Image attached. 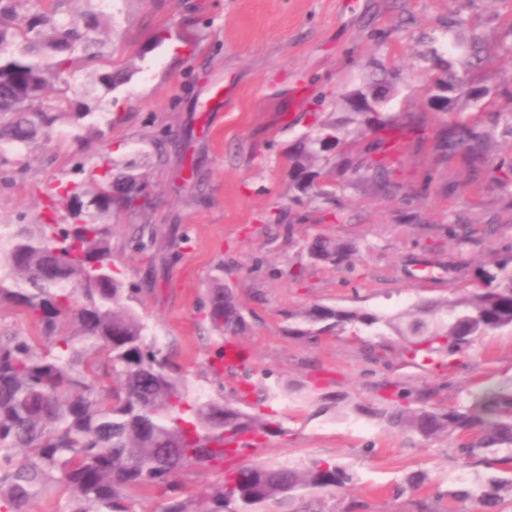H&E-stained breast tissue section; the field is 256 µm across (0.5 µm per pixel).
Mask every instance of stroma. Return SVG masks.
I'll use <instances>...</instances> for the list:
<instances>
[{
	"label": "stroma",
	"mask_w": 512,
	"mask_h": 512,
	"mask_svg": "<svg viewBox=\"0 0 512 512\" xmlns=\"http://www.w3.org/2000/svg\"><path fill=\"white\" fill-rule=\"evenodd\" d=\"M98 36L104 60L76 58V79L51 83L68 88L76 118L39 138L24 165L0 166V224L70 223L64 204L46 209L59 184L86 181L102 157L123 163L163 140V161L147 170L153 210L112 218L115 269L140 288L138 311L187 371L191 392L233 404L241 374H209L214 342L201 311L222 276L246 320L233 340L253 374L248 410L259 413L266 399L283 428L245 449L237 466H351L353 484L314 495L318 512H418L421 502L445 512L450 492L486 480L489 469L464 464L446 437L388 428L367 409L396 387L408 392L407 408L445 410L512 384V330L414 360L383 327L312 339L291 331L314 304L394 316L472 293L477 266L512 257V182L496 179L500 161L512 162V141L499 139L477 174L425 142L403 155L396 194L356 177L331 202L297 198L285 161L310 112L340 111L342 94L381 67L398 89L389 111L417 114L428 134L445 118L469 117L465 101L445 114L425 95L424 52L460 41L480 42L474 85L512 112V0H113ZM115 70L124 81L105 91L98 78ZM218 85L223 103L209 102ZM275 206L280 223H266ZM318 235L354 241L359 252L311 264L304 247ZM413 472L425 482L403 490Z\"/></svg>",
	"instance_id": "obj_1"
}]
</instances>
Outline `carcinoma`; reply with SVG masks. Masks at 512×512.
I'll use <instances>...</instances> for the list:
<instances>
[{
    "instance_id": "cac0c4a2",
    "label": "carcinoma",
    "mask_w": 512,
    "mask_h": 512,
    "mask_svg": "<svg viewBox=\"0 0 512 512\" xmlns=\"http://www.w3.org/2000/svg\"><path fill=\"white\" fill-rule=\"evenodd\" d=\"M24 0H0V164L23 161L41 131L70 119L73 100L62 93L45 97L49 80L70 73L72 53L101 54L95 36L105 13L80 0L67 20L52 12L23 15ZM471 65L456 57L439 58L426 88L428 100L448 109L462 99L476 103L483 92L473 86ZM393 95L387 73L355 89ZM351 93L342 111L312 122L296 153L288 156V179L302 195L329 196L323 186L345 187L347 174L363 173L379 193L400 188L395 164L405 143L424 141L412 116L386 111L388 101L357 111ZM373 138L364 147L358 140ZM341 148L333 161L330 150ZM435 148L462 153L478 171L491 151L478 120H456L436 134ZM162 159L161 144L141 160L117 164L105 158L90 187L61 184L56 196L69 206L72 222L19 224L0 232V305L22 309L39 337L0 336V512H24L28 502L56 484L67 494L65 512H130L127 492L155 489L162 512H262L275 502L286 505L305 490L331 491L354 481L345 465L326 460L270 466L231 467L240 450L282 430L280 422L256 416L221 397L188 399L189 380L162 354L134 308L141 290L126 287L112 260L114 212H144L153 195L137 169L151 156ZM354 246L326 237L307 245L315 262L340 263ZM483 288L460 298L422 301L395 317L365 309L318 304L301 315L309 328L291 333L311 338L336 336L350 328L383 326L401 337L406 353L455 354L476 338L512 328V259L477 270ZM217 344L209 371L224 374V333L246 325L240 307L220 279L202 306ZM112 380V390L99 387ZM392 428L429 437L444 434L454 453L470 464L512 466V385L484 391L466 406L445 411H408L392 398L371 410ZM223 473L212 490L184 497L174 477L187 468ZM512 497V477H491L452 495L471 502L475 512H504Z\"/></svg>"
}]
</instances>
